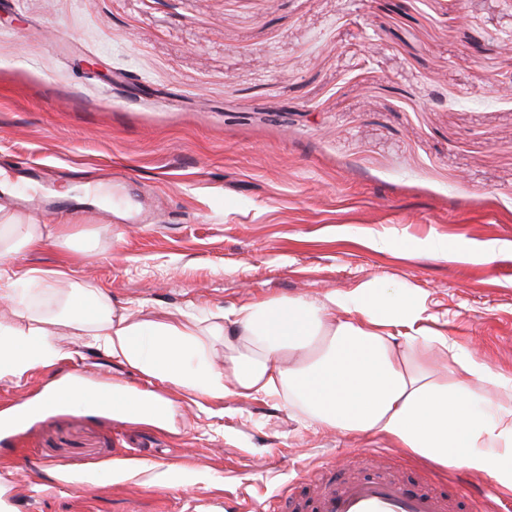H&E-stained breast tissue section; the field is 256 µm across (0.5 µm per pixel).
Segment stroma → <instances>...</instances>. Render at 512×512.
Here are the masks:
<instances>
[{"label": "stroma", "mask_w": 512, "mask_h": 512, "mask_svg": "<svg viewBox=\"0 0 512 512\" xmlns=\"http://www.w3.org/2000/svg\"><path fill=\"white\" fill-rule=\"evenodd\" d=\"M511 30L507 0H0V206L71 237L0 265V331L83 286L178 323L375 280L512 377ZM33 172L106 200L24 205ZM52 331L61 360L0 377V413L63 376L172 407L158 425L65 404L0 421V512H249L338 465L512 508L488 475L309 424L274 395L203 400Z\"/></svg>", "instance_id": "obj_1"}]
</instances>
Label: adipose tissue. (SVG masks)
<instances>
[{
    "instance_id": "ef3b65f1",
    "label": "adipose tissue",
    "mask_w": 512,
    "mask_h": 512,
    "mask_svg": "<svg viewBox=\"0 0 512 512\" xmlns=\"http://www.w3.org/2000/svg\"><path fill=\"white\" fill-rule=\"evenodd\" d=\"M69 243L61 224H29L0 209V264L47 242ZM67 323L89 346L141 374L220 400L273 393L301 407L310 422L342 433H379L441 467L492 477L512 492V407L499 403L504 377L430 326L424 302L389 297L374 282L353 295L264 300L226 312L222 321L136 322L102 289L73 292ZM224 339L215 366L202 339ZM443 351L459 367L450 378L429 355ZM60 354L48 321L0 337V376L53 365Z\"/></svg>"
}]
</instances>
